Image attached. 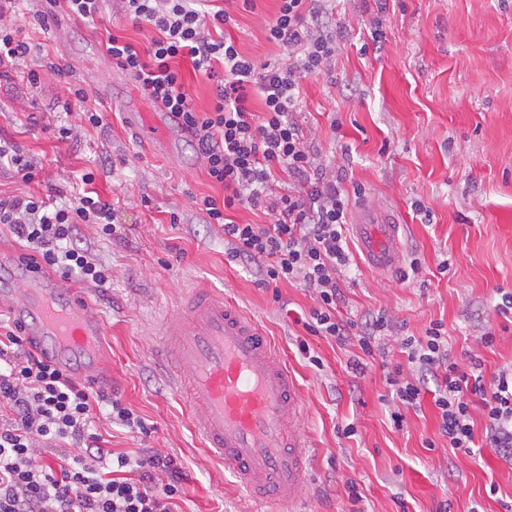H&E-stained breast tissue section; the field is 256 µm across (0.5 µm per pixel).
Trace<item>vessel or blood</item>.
<instances>
[{
    "instance_id": "1",
    "label": "vessel or blood",
    "mask_w": 512,
    "mask_h": 512,
    "mask_svg": "<svg viewBox=\"0 0 512 512\" xmlns=\"http://www.w3.org/2000/svg\"><path fill=\"white\" fill-rule=\"evenodd\" d=\"M353 232L371 267L392 270L402 262V226L390 216H367ZM0 299L58 365L102 356L108 329L75 285L26 266ZM158 336L196 434L239 492L261 505L280 504L282 512H305L309 453L294 428L298 384L258 323L231 300L197 293L160 322Z\"/></svg>"
}]
</instances>
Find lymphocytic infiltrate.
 <instances>
[{
	"label": "lymphocytic infiltrate",
	"instance_id": "obj_1",
	"mask_svg": "<svg viewBox=\"0 0 512 512\" xmlns=\"http://www.w3.org/2000/svg\"><path fill=\"white\" fill-rule=\"evenodd\" d=\"M200 2L121 0L122 11L155 35L141 49L122 33H109L107 52L113 65L188 132L208 176L223 188V200L206 196L194 204L204 223L222 227L228 262L254 267L257 287L285 281L306 288L314 300L306 330L358 347L347 367L364 374L366 359L383 354L382 334L393 321L381 314L358 324L341 314L340 273L350 265V198L342 176L317 163L294 118L302 80L328 71L335 52L336 37L324 22L326 0H278L267 37L287 47L288 59L261 65L226 37L229 13L200 10ZM18 3L0 0V78L19 70L34 87L43 72L57 66L46 58L40 68L20 70L31 47L13 24ZM179 59L215 81L210 109L193 104L175 66ZM254 96L262 104L258 114L249 107ZM280 172L289 183L283 194L273 190ZM239 207L276 219L239 224L227 216ZM82 224L100 225L103 234L113 235L111 203L86 193L61 208L36 196L0 199V225L25 242L24 262L101 287L112 271L79 246ZM399 345L407 363L386 372L394 428H403L404 409L417 407L427 381H435L439 438L471 453L474 424L483 420L486 441L512 468V365L487 379L482 358L472 352L468 370H461L438 322L423 339L406 337ZM0 408L8 412L0 420V512H176L182 486L173 457L146 453L133 459L103 446L94 431L103 415L141 431V417L113 393L75 380L39 352L18 324L1 320ZM58 442L69 445V454L54 462L41 457L42 449Z\"/></svg>",
	"mask_w": 512,
	"mask_h": 512
}]
</instances>
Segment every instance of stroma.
<instances>
[{"label":"stroma","mask_w":512,"mask_h":512,"mask_svg":"<svg viewBox=\"0 0 512 512\" xmlns=\"http://www.w3.org/2000/svg\"><path fill=\"white\" fill-rule=\"evenodd\" d=\"M39 7L23 0L17 20L33 46L28 64L47 57L61 71L44 73L36 88L18 78L0 83V140L17 143L41 170L27 183L0 168V198L34 195L62 205L80 174L90 172L94 189L114 205V235L95 224L80 227L84 247L111 268L112 280L82 291L110 331L107 368L96 383L117 392L148 431L101 421L97 431L109 447L132 457L147 449L177 457L179 512H252L194 433L191 412L155 355L160 320L206 289L258 322L298 382L303 413L296 430L311 447L310 512H347L348 479L362 494L360 512H432L444 498L451 512H501L512 480L483 430L475 432L476 453L453 454L437 438L428 393L406 410L403 429L393 428L382 365L406 362L398 337H422L434 322L444 324L459 366L474 349L486 373L512 364V320L496 311L501 292H512V0H337L330 71L301 84L294 117L310 145L342 172L346 191H364L349 223L360 208L379 207L403 224L404 256L419 262L404 282L400 270H372L350 243L343 314L361 322L385 313L398 324L386 360L369 362L358 377L345 369L352 347L305 330L314 305L305 288H259L249 269L227 262L223 231L204 224L193 203L223 199L224 190L208 177L189 135L170 123L172 151L158 153L128 126L127 113L155 116L161 109L113 66L105 43L113 30L144 47L153 30L125 18L118 0H108L96 23L69 17L45 30L31 23ZM227 8L233 24L226 33L242 54L261 63L287 59V49L266 35L278 0H229ZM72 83L87 90L86 106L102 113V126L83 121L79 110L64 112ZM61 125L74 129L64 142L55 134ZM174 213L179 223H170ZM489 331L494 345L479 348ZM301 340L322 367L299 352ZM349 423L356 435H338ZM428 439L434 449L425 447ZM493 483L494 498L487 494Z\"/></svg>","instance_id":"obj_1"}]
</instances>
